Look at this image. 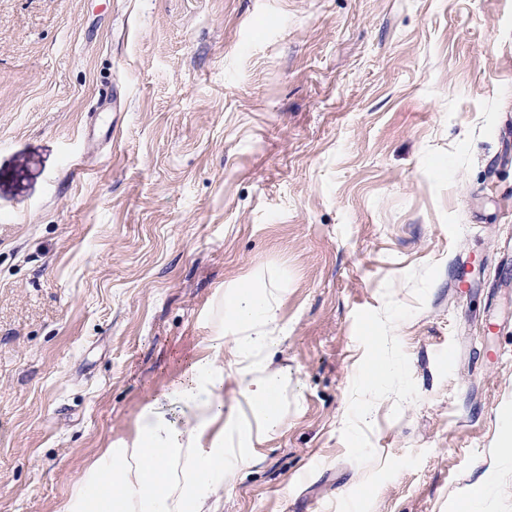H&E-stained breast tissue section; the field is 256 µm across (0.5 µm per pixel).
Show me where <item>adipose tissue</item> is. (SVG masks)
Listing matches in <instances>:
<instances>
[{"instance_id":"1","label":"adipose tissue","mask_w":512,"mask_h":512,"mask_svg":"<svg viewBox=\"0 0 512 512\" xmlns=\"http://www.w3.org/2000/svg\"><path fill=\"white\" fill-rule=\"evenodd\" d=\"M278 284L217 290L210 333L135 428L87 460L59 512H222L224 491L288 420Z\"/></svg>"}]
</instances>
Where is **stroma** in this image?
<instances>
[{
    "label": "stroma",
    "instance_id": "1",
    "mask_svg": "<svg viewBox=\"0 0 512 512\" xmlns=\"http://www.w3.org/2000/svg\"><path fill=\"white\" fill-rule=\"evenodd\" d=\"M287 288L224 512H512V0H0V512H58Z\"/></svg>",
    "mask_w": 512,
    "mask_h": 512
}]
</instances>
